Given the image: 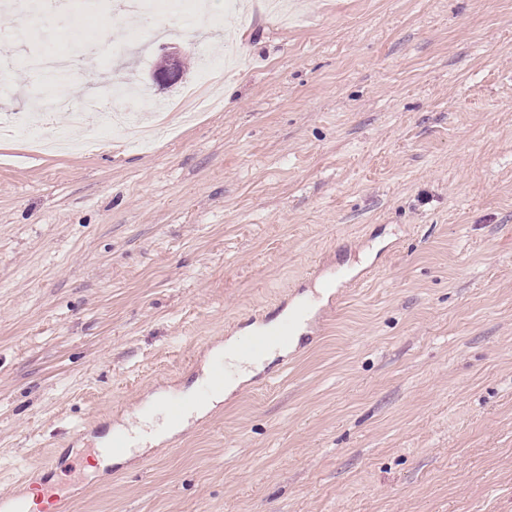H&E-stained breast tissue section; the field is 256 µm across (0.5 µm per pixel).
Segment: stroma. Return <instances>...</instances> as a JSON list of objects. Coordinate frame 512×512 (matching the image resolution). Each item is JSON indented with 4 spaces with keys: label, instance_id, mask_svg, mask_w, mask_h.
<instances>
[{
    "label": "stroma",
    "instance_id": "1",
    "mask_svg": "<svg viewBox=\"0 0 512 512\" xmlns=\"http://www.w3.org/2000/svg\"><path fill=\"white\" fill-rule=\"evenodd\" d=\"M284 2L0 11V128L56 96L26 56L100 31L72 109L129 78L103 113L170 105L153 140L0 137V499L309 295L295 347L67 512H512V0ZM156 24L185 69L163 91Z\"/></svg>",
    "mask_w": 512,
    "mask_h": 512
}]
</instances>
